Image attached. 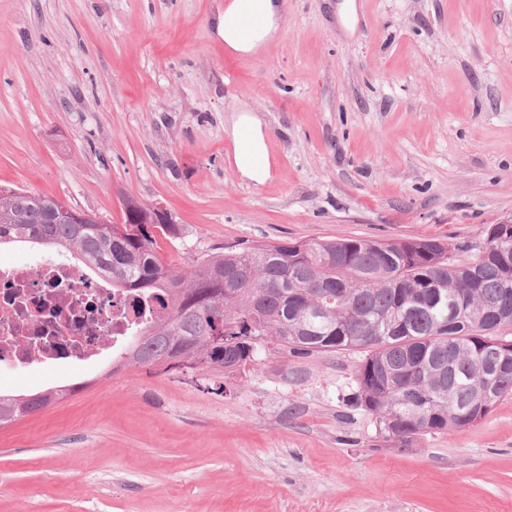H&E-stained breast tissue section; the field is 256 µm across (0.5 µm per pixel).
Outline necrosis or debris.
<instances>
[{
  "mask_svg": "<svg viewBox=\"0 0 512 512\" xmlns=\"http://www.w3.org/2000/svg\"><path fill=\"white\" fill-rule=\"evenodd\" d=\"M126 300L89 266L46 262L39 274L27 265H0V367L38 359L88 363L125 340Z\"/></svg>",
  "mask_w": 512,
  "mask_h": 512,
  "instance_id": "obj_1",
  "label": "necrosis or debris"
}]
</instances>
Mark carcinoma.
I'll list each match as a JSON object with an SVG mask.
<instances>
[{
  "mask_svg": "<svg viewBox=\"0 0 512 512\" xmlns=\"http://www.w3.org/2000/svg\"><path fill=\"white\" fill-rule=\"evenodd\" d=\"M24 189L0 190V246H39L87 262L129 300L125 363L234 371L275 344L304 354L364 349L356 404L404 447L485 418L512 395V224H489L482 246L437 238H362L229 246L181 270L155 250L179 227L133 201L124 223L66 218ZM66 394H0V425Z\"/></svg>",
  "mask_w": 512,
  "mask_h": 512,
  "instance_id": "1",
  "label": "carcinoma"
}]
</instances>
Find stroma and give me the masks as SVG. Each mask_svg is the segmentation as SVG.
<instances>
[{
    "label": "stroma",
    "mask_w": 512,
    "mask_h": 512,
    "mask_svg": "<svg viewBox=\"0 0 512 512\" xmlns=\"http://www.w3.org/2000/svg\"><path fill=\"white\" fill-rule=\"evenodd\" d=\"M224 0H0V184L123 221L180 269L237 242L477 236L512 216V0H288L257 56ZM271 172L240 178L236 115ZM363 350L232 373L103 360L0 371L65 390L0 427V512H512V395L406 447L356 406Z\"/></svg>",
    "instance_id": "35a3bbf8"
}]
</instances>
